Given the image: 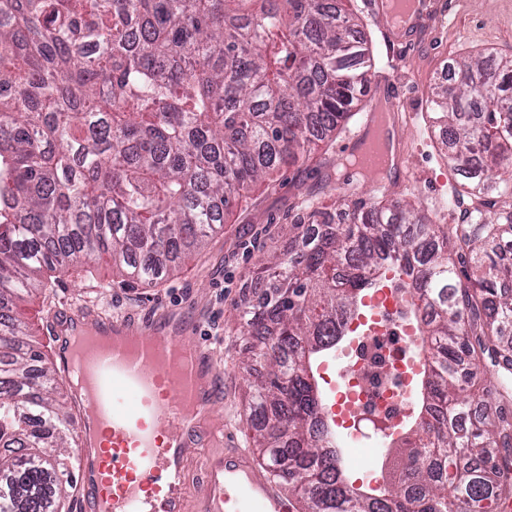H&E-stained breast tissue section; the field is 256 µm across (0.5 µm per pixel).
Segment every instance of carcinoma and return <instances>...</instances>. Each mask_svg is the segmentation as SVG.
<instances>
[{
	"mask_svg": "<svg viewBox=\"0 0 512 512\" xmlns=\"http://www.w3.org/2000/svg\"><path fill=\"white\" fill-rule=\"evenodd\" d=\"M343 0H0V512H62L75 444L59 380L27 341L16 302L55 286L69 264L104 258L146 288L179 269L230 208L274 170L310 155L362 110L375 66ZM430 99L454 170L455 200L481 193L512 163V59L481 57ZM305 238L265 269L277 286L246 312L266 374L250 386L258 452L307 512H491L512 488L509 422L465 426V385L512 370V213L437 224L380 193L350 206L351 224ZM485 272L457 279L450 250ZM393 271L428 306L421 407L391 482L345 479L319 423L313 362L335 349L363 291Z\"/></svg>",
	"mask_w": 512,
	"mask_h": 512,
	"instance_id": "1",
	"label": "carcinoma"
}]
</instances>
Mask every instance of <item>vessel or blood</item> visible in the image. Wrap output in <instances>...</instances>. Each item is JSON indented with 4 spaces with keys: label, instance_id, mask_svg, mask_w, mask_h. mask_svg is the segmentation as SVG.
I'll return each instance as SVG.
<instances>
[{
    "label": "vessel or blood",
    "instance_id": "1",
    "mask_svg": "<svg viewBox=\"0 0 512 512\" xmlns=\"http://www.w3.org/2000/svg\"><path fill=\"white\" fill-rule=\"evenodd\" d=\"M400 2L415 7L402 31L380 11V0H367L366 7L407 53L421 26L448 28L465 4ZM368 87L391 124L409 125L410 114L399 110L405 88L378 74ZM372 128V119H365L350 137V148L364 152L363 171L377 176L397 165L412 175L408 144L383 154L366 144ZM49 322L54 335L86 342L59 361L81 408L77 455L87 512H290L276 482L259 472L248 451L236 447L231 430L213 425L211 407L223 394V376L207 345L191 338L193 323L185 312L136 317L74 307L53 312ZM206 440L223 441L224 449L200 457L203 492L192 509L186 465L192 448Z\"/></svg>",
    "mask_w": 512,
    "mask_h": 512
}]
</instances>
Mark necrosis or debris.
<instances>
[{"label": "necrosis or debris", "mask_w": 512, "mask_h": 512, "mask_svg": "<svg viewBox=\"0 0 512 512\" xmlns=\"http://www.w3.org/2000/svg\"><path fill=\"white\" fill-rule=\"evenodd\" d=\"M412 308L409 294L395 286L375 289L368 305L366 322H352L349 332L358 333L355 348L344 353L345 366L339 376L338 398L333 409L322 411L323 422L331 423L341 410H348L352 421H372L385 427L396 426L411 404L404 371L408 359L399 357L388 345L393 333L412 337L417 333L407 316Z\"/></svg>", "instance_id": "4bbe7bcc"}]
</instances>
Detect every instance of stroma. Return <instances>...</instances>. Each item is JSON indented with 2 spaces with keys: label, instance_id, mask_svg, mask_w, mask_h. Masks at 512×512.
<instances>
[{
  "label": "stroma",
  "instance_id": "obj_1",
  "mask_svg": "<svg viewBox=\"0 0 512 512\" xmlns=\"http://www.w3.org/2000/svg\"><path fill=\"white\" fill-rule=\"evenodd\" d=\"M363 2L353 0L352 8L359 30L371 44L377 67L394 61V77L414 86L407 104L416 111L417 128L404 130L403 135L415 140L412 164L421 183L407 186L396 177L389 187L397 199L423 208L434 222L457 223L458 208L440 206L438 200L451 198L461 178L449 167L447 153L430 129L427 99L450 61L480 54L512 57V0H469L457 22L458 33H446L438 53L422 48L398 59L392 56L382 25L365 11ZM345 138V133H338L303 164L283 168L256 186L246 201L233 208L223 231L208 239L192 260L162 279L157 287H126L125 270L105 259L89 270L73 267L60 273L51 293L33 292L18 306L19 313L31 325L32 343L55 347L48 328L49 314L55 307L78 305L107 314L140 315L197 303L194 333L208 340L212 362L224 380V397L218 401L214 414L234 429L241 447L253 448L249 383L265 368L250 358L248 349L253 339L246 333L244 314L261 295L255 286L256 273L269 256L287 260L299 251L300 239L288 235L286 228L304 215L303 199L336 215L344 209L340 182L365 184L364 175L352 165L336 163L337 148ZM502 389L512 392V373L483 377L473 388L479 401L473 415L499 413L512 422V401L502 402L498 395ZM361 427L357 443H350L345 430H338L337 435L344 447L342 457L350 481L357 486H374L392 467L387 455L390 439L374 430L370 422H362Z\"/></svg>",
  "mask_w": 512,
  "mask_h": 512
}]
</instances>
